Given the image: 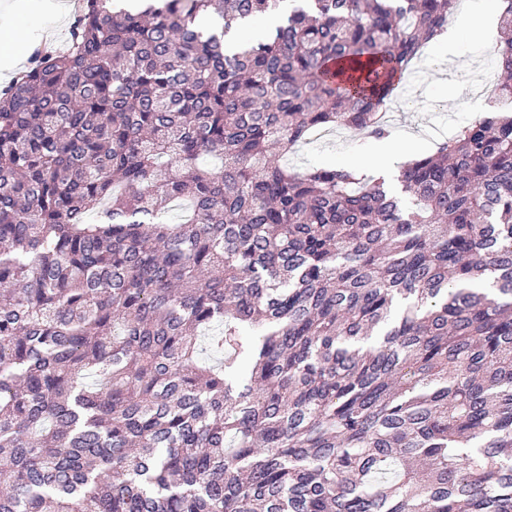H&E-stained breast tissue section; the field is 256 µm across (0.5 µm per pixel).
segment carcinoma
<instances>
[{
    "mask_svg": "<svg viewBox=\"0 0 512 512\" xmlns=\"http://www.w3.org/2000/svg\"><path fill=\"white\" fill-rule=\"evenodd\" d=\"M108 2L0 91V512H512V82L406 203L284 162L458 0Z\"/></svg>",
    "mask_w": 512,
    "mask_h": 512,
    "instance_id": "1",
    "label": "carcinoma"
}]
</instances>
